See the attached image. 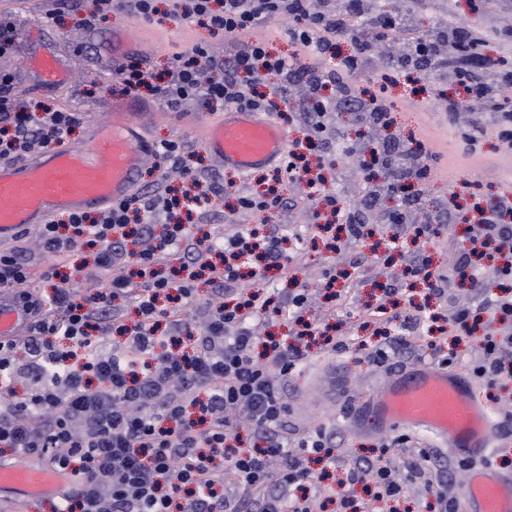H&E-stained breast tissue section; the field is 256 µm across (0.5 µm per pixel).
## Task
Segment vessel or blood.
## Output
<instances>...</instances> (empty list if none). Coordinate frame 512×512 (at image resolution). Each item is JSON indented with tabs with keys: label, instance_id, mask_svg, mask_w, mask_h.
Listing matches in <instances>:
<instances>
[{
	"label": "vessel or blood",
	"instance_id": "b4317fda",
	"mask_svg": "<svg viewBox=\"0 0 512 512\" xmlns=\"http://www.w3.org/2000/svg\"><path fill=\"white\" fill-rule=\"evenodd\" d=\"M28 66L43 86L68 79L64 61L50 47L33 53ZM201 139L226 170L241 174L280 167L289 148L282 126L261 112L235 107L203 123ZM154 158L132 99L112 104L107 120L92 124L82 144L56 146L0 167V241L60 213L107 210L128 200ZM30 324L25 299L0 293V341L21 336ZM351 423L374 434L404 428L448 442L458 457L473 463L464 489L468 512H512V474L485 464L496 420L464 373L431 362L393 370L387 383L355 407ZM69 487L64 473L53 468L0 460V512H20L38 497L64 499Z\"/></svg>",
	"mask_w": 512,
	"mask_h": 512
}]
</instances>
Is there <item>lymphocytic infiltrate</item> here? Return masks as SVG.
<instances>
[{
    "label": "lymphocytic infiltrate",
    "mask_w": 512,
    "mask_h": 512,
    "mask_svg": "<svg viewBox=\"0 0 512 512\" xmlns=\"http://www.w3.org/2000/svg\"><path fill=\"white\" fill-rule=\"evenodd\" d=\"M169 16L207 26L222 34L224 59L195 44L177 52L167 80L154 84L146 58L133 56L114 71L123 94L150 90L167 107L215 109L232 106L280 115L279 103L291 85L307 91L304 124L324 137L326 113L337 100L350 99L338 73L320 71L315 59L333 52L337 38L349 35L356 52L342 62L349 72L367 69L376 44L372 29H397L395 16H373L368 0H349L338 13L331 0H169ZM360 18L353 28L348 16ZM275 21L305 53L271 55L264 40H246L258 23ZM463 59L454 83L495 103L499 88L512 85V73L486 55L482 42L464 25L436 30L405 47L396 63L404 69H438L449 56ZM335 97H326L327 87ZM77 113L35 104L15 92V76L0 71V163L39 155L68 141ZM156 152L165 174L111 210L68 216L40 227L43 251L65 258L78 248L92 251L93 264L107 281L82 288L50 268L34 275L19 252L0 250V288L27 300L34 321L27 358L18 360L15 343H0V445L14 453L46 457L70 472L75 484L52 512H322L311 495L314 481L306 457L335 458L330 434L318 431L288 447L279 429L288 415L281 386L306 356L304 339L315 329L302 313L307 290L274 304L267 269L287 275L284 235L271 228L264 237L241 230L228 240L194 238L192 228L208 215L224 187L196 164L183 143L164 140ZM386 173V191L405 182L425 184L430 168L424 152L382 144L374 157ZM512 200L475 208L480 227L457 264L472 287L488 276L512 278V226L500 223ZM50 281L51 290H31L33 278ZM212 287L197 302V282ZM238 287L239 303L224 299ZM488 324L471 307L451 309L448 321L465 335L485 331L484 361L475 369L488 387L512 383V296L487 300ZM284 318L295 324L292 340L259 338L250 324ZM126 338L108 348L110 333ZM27 388L17 392L16 380ZM262 447L240 449L242 430ZM432 456L418 449L404 478L370 463L354 464L350 484L372 482L375 499L402 496L407 482L428 470Z\"/></svg>",
    "instance_id": "lymphocytic-infiltrate-1"
}]
</instances>
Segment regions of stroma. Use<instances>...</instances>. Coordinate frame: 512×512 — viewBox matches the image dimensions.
Masks as SVG:
<instances>
[{"label": "stroma", "instance_id": "1", "mask_svg": "<svg viewBox=\"0 0 512 512\" xmlns=\"http://www.w3.org/2000/svg\"><path fill=\"white\" fill-rule=\"evenodd\" d=\"M47 0H0V15L14 22L21 46L14 56L0 58V69L16 72L18 95L44 101L58 108L79 113L81 122L70 138L79 143L94 119H104L118 87L112 75V30L122 25L134 40L140 41L150 58L154 73H164L175 52L202 43L216 57L224 55V39L201 25H185L168 17L162 23H148L121 12H112L86 28L83 20L93 10V0H82L78 10L57 19L46 16ZM372 9L382 15H400L406 23L393 33L394 40L381 43L374 58V73L360 72L355 82L359 98H385L393 106L394 123L390 130L373 131L357 121L353 110L337 105L327 113L324 123L332 139L330 148H317L328 171L325 194L335 196L357 209L365 223L364 236L333 253L315 245L314 214L321 200L310 198L301 184L284 182L282 193L295 199V208L286 211L237 214L230 216L239 194L245 192L242 180H235L229 195L218 197L213 212L200 220L201 232L231 237L240 229L264 224L279 226L289 238H300L301 258L294 263L288 279L275 280L274 301H283L288 292L307 289L311 300L306 319L335 327L349 344L340 353L311 352L284 385L288 404V425L283 431L289 446L322 429L335 441L336 464L322 485L325 495L337 491L348 468L357 461L370 462L398 470L408 448H426L438 458L437 475L450 479L448 489L455 500H462L467 474L446 443L419 433H410L408 446L393 444L392 433L374 435L358 432L346 419L349 400L370 397L387 382L393 368L412 367L435 358L436 345L451 343L452 333L430 335L418 330L409 336L404 351L388 350L377 357L378 338L366 319L387 284L407 289L402 272L417 255H424L433 272L447 276V295L433 299L438 311L454 304L480 306L486 294L498 290L489 282L486 294L460 286L453 274L461 245L473 235L472 226L461 221L464 206L474 202L496 203L512 200V147L496 136L494 114L485 99L466 97L465 109L448 116L442 104L454 86L443 71H405L395 64L398 45L432 34L444 24L462 23L485 38L486 54L503 59L512 69V43L503 34L512 29V0H372ZM53 42L63 52L69 66L67 85L38 89L27 70L28 56L44 42ZM142 119L152 142L176 140L195 151H202L199 127L208 119L207 111L174 112L162 100L148 97L139 104ZM398 142L421 146L427 153L430 177L421 194L405 187L397 192L374 194V182L365 167L370 148L376 142ZM417 195L414 204L405 199ZM407 212V222L394 254H387L386 216L394 209ZM431 222V234L416 237L415 229ZM345 271L346 282L337 283L336 299H327L322 286L327 274ZM343 375L342 386H334L333 372Z\"/></svg>", "mask_w": 512, "mask_h": 512}]
</instances>
